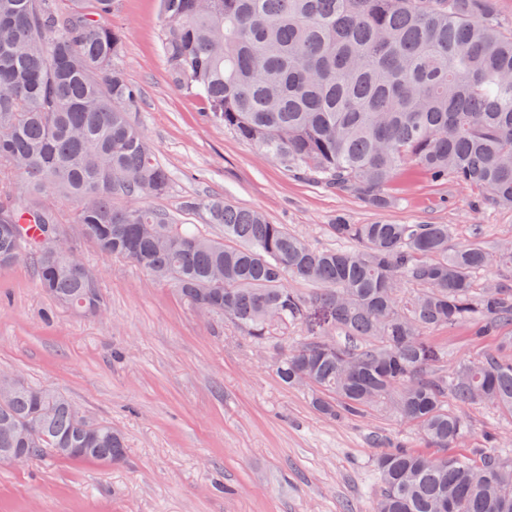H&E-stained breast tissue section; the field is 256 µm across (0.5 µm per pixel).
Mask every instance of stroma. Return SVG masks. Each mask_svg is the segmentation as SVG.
Segmentation results:
<instances>
[{
  "instance_id": "stroma-1",
  "label": "stroma",
  "mask_w": 512,
  "mask_h": 512,
  "mask_svg": "<svg viewBox=\"0 0 512 512\" xmlns=\"http://www.w3.org/2000/svg\"><path fill=\"white\" fill-rule=\"evenodd\" d=\"M124 36L119 60L140 92L132 112L159 163L172 174L166 196L148 199L174 223L222 236L198 198L260 210L274 224L333 248L330 224H446L449 248L512 243V210L482 201L454 182L399 173L393 203L377 211L356 195L289 172L221 126L201 100L170 83L159 51V0H119L111 17ZM78 252L99 272L105 311L57 308L33 264L0 269V369L30 385L66 393L93 421H108L126 442L124 460L104 468L38 458L0 463V512H371L378 492L373 436L425 450L416 427L378 405L351 419L316 412L305 389L281 384L274 367L297 327H273L263 347L217 316L189 310L171 288L91 245ZM475 320L432 331L445 352L441 374L494 351L474 338ZM469 423L468 456L484 434L512 455V415L488 404L458 407Z\"/></svg>"
}]
</instances>
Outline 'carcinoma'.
I'll return each mask as SVG.
<instances>
[{
	"mask_svg": "<svg viewBox=\"0 0 512 512\" xmlns=\"http://www.w3.org/2000/svg\"><path fill=\"white\" fill-rule=\"evenodd\" d=\"M84 2L0 0V268L29 259L55 306L99 315V277L72 273L77 237L257 345L276 324L299 326L307 337L283 349L276 373L286 387L310 377L312 406L329 418L389 403L446 450L468 433L448 397L512 415V335L449 379L434 372L445 352L427 336L469 318L485 334L512 325V288L472 285L475 272L512 264L511 246L450 253L446 224L340 220L332 234L360 248L318 249L219 198L187 207L224 238L173 223L144 204L169 192L171 176L130 118L138 91L117 65V0ZM159 10L171 83L288 171L383 211L412 165L512 208V32L495 0H159ZM8 174L24 178V196L4 186ZM49 192L73 204L68 223ZM48 224L52 252L40 245ZM290 276L313 289L295 292ZM402 280L418 292L403 298ZM1 448L98 464L127 453L112 424L77 415L64 394L6 380ZM376 468L372 512H512V458L491 448L472 460L398 447Z\"/></svg>",
	"mask_w": 512,
	"mask_h": 512,
	"instance_id": "1",
	"label": "carcinoma"
}]
</instances>
